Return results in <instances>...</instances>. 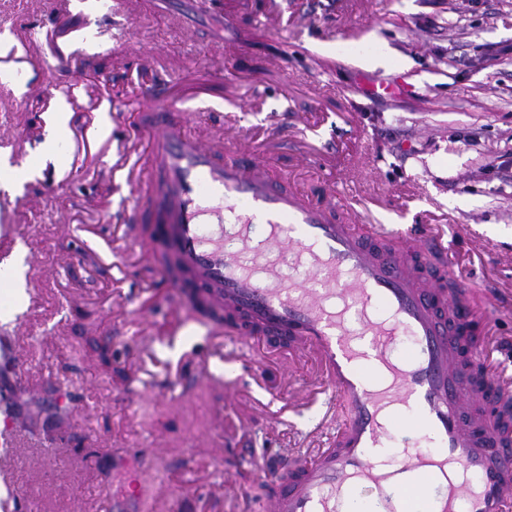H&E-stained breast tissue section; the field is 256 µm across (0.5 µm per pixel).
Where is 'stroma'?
<instances>
[{
	"instance_id": "obj_1",
	"label": "stroma",
	"mask_w": 512,
	"mask_h": 512,
	"mask_svg": "<svg viewBox=\"0 0 512 512\" xmlns=\"http://www.w3.org/2000/svg\"><path fill=\"white\" fill-rule=\"evenodd\" d=\"M0 0L18 58L0 80V512H266L255 461L311 456L348 416L313 352L261 348L200 317L129 248L124 180L151 83H198L192 133L256 155L345 223L444 240L484 361L512 387V0ZM398 58L368 69L355 53ZM260 369H253L255 355Z\"/></svg>"
}]
</instances>
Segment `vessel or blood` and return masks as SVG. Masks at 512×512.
Listing matches in <instances>:
<instances>
[{
    "label": "vessel or blood",
    "mask_w": 512,
    "mask_h": 512,
    "mask_svg": "<svg viewBox=\"0 0 512 512\" xmlns=\"http://www.w3.org/2000/svg\"><path fill=\"white\" fill-rule=\"evenodd\" d=\"M145 96L152 112L137 177L158 184L157 245L179 264L177 287L227 316L249 315L243 335L295 337L352 407L335 447L290 462L267 512H340L365 492L376 512H399L395 493L410 475L427 492L422 512H512V398L501 399L500 425L474 411L481 388L458 375L446 326V308L468 286L451 294L422 281L399 242L372 247L385 225L361 235L336 223L251 158L222 156L192 134L168 88ZM404 339L408 351L396 355ZM394 404L413 417L400 424L402 461L383 471L372 451Z\"/></svg>",
    "instance_id": "b4317fda"
}]
</instances>
